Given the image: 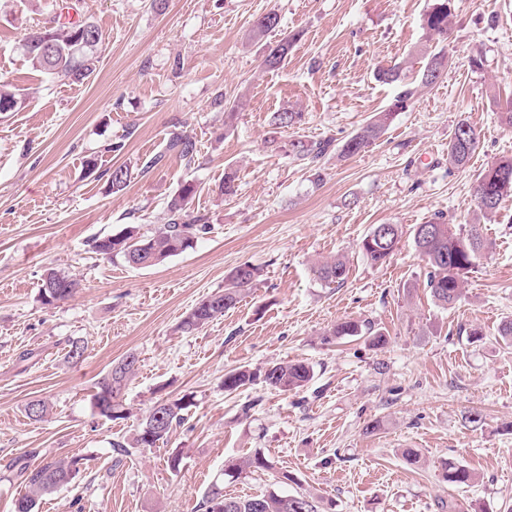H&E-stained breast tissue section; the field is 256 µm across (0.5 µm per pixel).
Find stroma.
I'll return each mask as SVG.
<instances>
[{
    "mask_svg": "<svg viewBox=\"0 0 512 512\" xmlns=\"http://www.w3.org/2000/svg\"><path fill=\"white\" fill-rule=\"evenodd\" d=\"M429 4L0 0V82L24 96L0 113V512L24 491L8 462L34 449L83 461L76 482L44 496L39 512H197L219 480L231 496H321L329 512H443L451 500L460 512H512V346L497 338L512 318V199L484 216L472 197L478 174L512 157L499 99L512 91V0H455L444 42L422 26ZM64 8L102 33L95 70L81 82L34 68L22 49L25 34ZM271 11L279 27L254 33ZM292 31L302 37L284 66L266 70L269 47ZM437 44L450 58L437 83L419 87L364 151L327 155L314 184L291 141L343 143L398 93L375 80V68L397 64L415 81L425 48ZM231 102L238 115L228 127ZM288 109L303 112L301 124L274 133L272 113ZM462 118L480 143L456 168L448 142ZM175 132L195 141L194 164L169 151ZM115 166L130 173L117 193L107 184ZM229 166L238 190L227 197ZM188 180L197 186L191 208L210 225L192 248L149 268L90 250L93 238L164 223ZM438 214L482 225L488 242L448 310L429 293L411 233ZM376 224L404 233L374 266L359 244ZM336 255L348 277L324 285L313 265ZM245 263L259 271L248 297L181 332L187 312ZM50 268L80 281L72 298L43 302ZM345 319L371 323L386 344L327 341ZM75 341L87 346L76 362L66 357ZM131 353L126 413L102 417L95 383ZM297 360L313 368L303 388L224 389L231 369ZM180 397L188 416L167 442L114 451L154 402ZM38 399L48 412L35 421L25 406ZM474 410L483 416L476 428L466 420ZM408 448L419 462L405 459ZM254 455L271 469L225 475V462ZM451 459L477 482L448 487Z\"/></svg>",
    "mask_w": 512,
    "mask_h": 512,
    "instance_id": "35a3bbf8",
    "label": "stroma"
}]
</instances>
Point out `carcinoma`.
Listing matches in <instances>:
<instances>
[{"instance_id":"carcinoma-1","label":"carcinoma","mask_w":512,"mask_h":512,"mask_svg":"<svg viewBox=\"0 0 512 512\" xmlns=\"http://www.w3.org/2000/svg\"><path fill=\"white\" fill-rule=\"evenodd\" d=\"M455 0H431L423 16V27L445 40L448 38L449 19L454 10ZM52 33L50 52L41 50L32 32L24 38L25 53L32 64L58 78L80 82L94 71L93 55L100 41L98 27L87 21L66 19L59 14L50 21ZM299 34H287L273 47L263 61L265 68L273 70L282 66L292 44ZM449 56L445 48L433 50L425 56L420 71V84L432 85L448 67ZM375 79L383 84H399L401 91L393 106L379 113L376 118L361 127L339 148V154L349 156L368 147L383 132L387 120L397 109L404 108L414 97L416 87L405 82L403 69L397 65L379 67ZM21 94L0 84V112H13L21 104ZM300 112H276L272 117L275 130L290 128L302 120ZM480 142V134L467 120L457 122L448 144V163L462 168L466 166ZM333 141L323 139L291 143L292 152L307 161L314 170H319L323 157L331 150ZM169 147L188 163L196 156L195 142L174 133ZM129 171L123 166L112 169L108 177L113 192L123 190L128 182ZM196 193L192 182H185L168 203V219L159 231L153 234H139L130 229L110 236L96 238L91 242L92 251L109 259L121 258L125 263L143 268L152 267L176 256L188 248L196 239L206 233L208 224L200 215L190 211V202ZM473 196L475 207L483 214L498 210L506 197H512V159L492 162L476 179ZM400 224H389L387 228L374 225L359 244L363 257L373 265L384 264L393 254L401 236ZM413 239L418 255L430 268L426 286L434 301L443 308L453 306L461 297L467 275L478 265V260L488 248L480 224H451L439 216L413 228ZM317 278L326 284L341 285L347 279L349 267L342 257L320 261L314 269ZM257 271L249 264H243L231 271L224 290L199 301L184 317L180 329L193 333L214 319L233 309L249 295ZM80 287L77 279L53 269L48 270L41 284V297L46 303L66 300ZM332 335L373 336L377 343L385 342V335L356 320L342 321L333 328ZM137 359L128 355L102 375L96 383L94 406L99 415L113 419L122 413L121 394L135 370ZM312 377V367L295 362H273L262 371L235 368L224 373V391L234 392L257 379L267 386L288 391L304 386ZM189 404L183 399H162L156 401L142 418L138 431L128 444L117 441L112 444L119 455L129 453L131 448H154L167 439L176 426L187 420ZM18 467L19 477L25 493L16 500L14 512H38L39 501L46 495L69 486L79 473L76 463L66 460H50L38 464L27 461L9 467ZM237 475L249 471L266 470L269 462L255 456L228 465ZM444 479L453 488H465L474 483L475 474L466 466L450 459L444 465ZM205 512H324L321 500L304 494H280L275 491L255 496L229 497L224 494V484L213 483L203 496L201 504Z\"/></svg>"}]
</instances>
